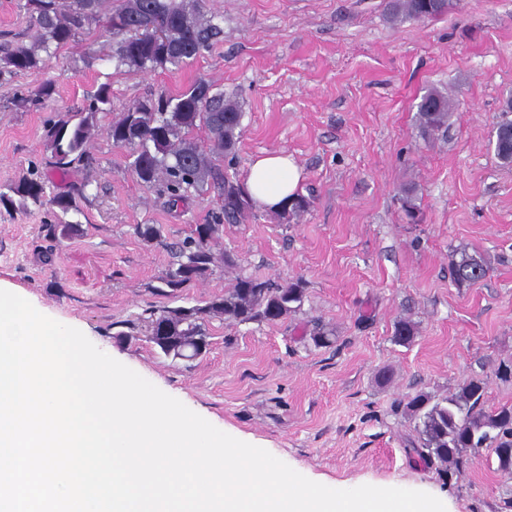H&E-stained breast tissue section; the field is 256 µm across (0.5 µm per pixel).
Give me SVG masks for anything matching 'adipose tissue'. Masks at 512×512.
I'll list each match as a JSON object with an SVG mask.
<instances>
[{
	"label": "adipose tissue",
	"mask_w": 512,
	"mask_h": 512,
	"mask_svg": "<svg viewBox=\"0 0 512 512\" xmlns=\"http://www.w3.org/2000/svg\"><path fill=\"white\" fill-rule=\"evenodd\" d=\"M301 173L291 156L263 154L249 166L244 179L252 202L265 210L277 211L295 194Z\"/></svg>",
	"instance_id": "1"
}]
</instances>
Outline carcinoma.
Returning <instances> with one entry per match:
<instances>
[{"instance_id":"1","label":"carcinoma","mask_w":512,"mask_h":512,"mask_svg":"<svg viewBox=\"0 0 512 512\" xmlns=\"http://www.w3.org/2000/svg\"><path fill=\"white\" fill-rule=\"evenodd\" d=\"M112 0H25L37 36L29 45L0 43V83L40 69L41 53L51 55L77 41L79 35L98 28L114 42L112 59L130 71H155L171 65H187L224 34L215 16L208 15L205 0H120L103 11ZM451 0H389L388 19L393 23L423 21L448 13ZM159 19L166 27L169 50L161 55L137 37L135 32ZM55 88L44 82L37 90L16 92L15 105L41 109L52 98ZM112 108L110 86L102 84L87 93L85 105L65 116L49 118L45 123L46 148L51 151L52 167L60 172L75 164H89L86 144L96 127L100 112ZM454 102L437 89L427 91L418 104V126L430 137L448 123ZM243 111L239 102L213 91V84L198 79L177 93H164L128 107L112 122L109 135L115 146L128 151L129 166L147 188L166 197L171 208L186 206L193 196L212 190L217 193L218 211L211 219L195 225L192 235L170 246L172 261L161 283L180 288L212 272L215 257L209 243L217 234L214 224L243 223L251 210L243 184L237 175L222 168L218 161L235 153ZM207 130L210 145L195 138L199 127ZM494 152L501 164L512 166V120H503L496 128ZM19 204L35 205L59 219V214L79 211L81 192H55L47 175L34 165L28 174L11 187ZM454 281L460 285L483 279L485 262L462 255L451 259ZM304 288L300 282L273 286L251 276L239 274L222 295L210 297L187 314L177 306L148 318L150 343L164 354L177 358L182 344L167 347L156 342L160 335L196 336L208 342L207 324L215 318L237 323H277L300 310ZM484 382L471 379L457 393L433 399L426 394L409 398L406 407L420 420L421 461L442 477L457 469L463 457L477 458L484 448H492L498 468L512 472V406L494 410L484 408Z\"/></svg>"}]
</instances>
